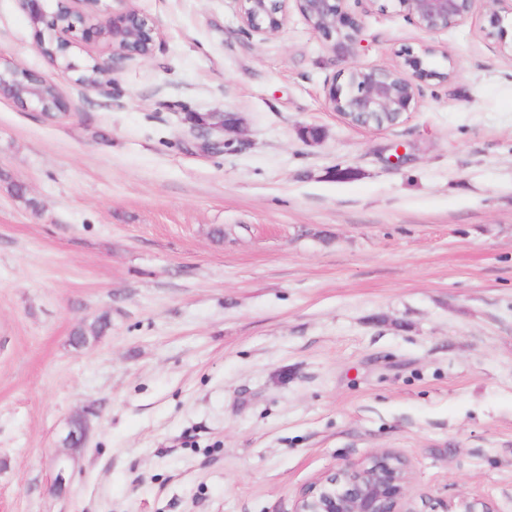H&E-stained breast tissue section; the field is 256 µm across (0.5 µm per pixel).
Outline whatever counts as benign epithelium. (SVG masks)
Instances as JSON below:
<instances>
[{"mask_svg":"<svg viewBox=\"0 0 512 512\" xmlns=\"http://www.w3.org/2000/svg\"><path fill=\"white\" fill-rule=\"evenodd\" d=\"M34 28L46 25L49 40L57 46L58 53L50 58L66 60L64 68L80 73L82 67L71 58L74 42L69 35L83 33L105 43L111 50L106 61H95L112 74L109 80L83 88L112 91L117 73L123 62L143 57L141 44L154 45V26L133 9L129 0H114L117 6L105 0H62L57 11L68 15L69 23L61 25L56 15H47L45 0H19ZM240 22L244 32L253 35H271L287 23L291 9H296L307 21L312 31L322 38L336 56L347 59L356 55L361 44L362 22L343 8L346 0H239ZM399 11L409 16L415 25L429 35H436L458 25L465 18L495 5L506 6L512 12V0H395ZM45 38L37 41L42 48ZM437 48L429 45L417 54L410 48L398 51L401 61L394 68L361 66L350 67L343 82L333 81L326 86L325 97L329 107L339 113L349 124L378 129L395 127L416 104L420 84L428 80L445 82L447 72L431 69L424 64V57L432 56ZM24 77L33 85L48 79L21 67L0 70V96L26 105L34 103L43 114L54 118L62 113L66 104L57 98L55 107L46 111L39 97L17 94L14 79ZM192 133L218 140L212 145L224 144V131L228 125L210 112L195 120ZM89 419L83 414L73 417L68 432L62 440L63 451L55 456V486L62 488L70 480L72 462L76 451L84 447L89 432ZM410 484L409 462L401 454L383 450L364 460L348 462L332 473L312 483L297 499L294 512H408L405 502Z\"/></svg>","mask_w":512,"mask_h":512,"instance_id":"benign-epithelium-1","label":"benign epithelium"}]
</instances>
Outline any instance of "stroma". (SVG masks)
<instances>
[{
    "instance_id": "35a3bbf8",
    "label": "stroma",
    "mask_w": 512,
    "mask_h": 512,
    "mask_svg": "<svg viewBox=\"0 0 512 512\" xmlns=\"http://www.w3.org/2000/svg\"><path fill=\"white\" fill-rule=\"evenodd\" d=\"M131 5L154 52L108 94L0 0V69L68 104L51 120L0 98V512H293L384 449L410 464L411 512H512V15L499 41L486 10L432 36L392 0H347L364 38L347 62L295 10L260 37L237 0ZM429 44L449 79L396 127L327 107L349 63ZM188 112L235 116L229 148ZM89 419L86 415L79 414L73 417L68 432L62 440L63 451L55 456V486L62 488L70 480L73 472L71 462H75V454L79 448H83L89 432Z\"/></svg>"
}]
</instances>
